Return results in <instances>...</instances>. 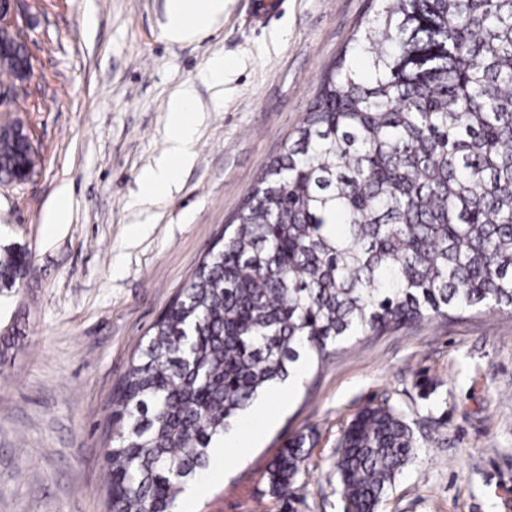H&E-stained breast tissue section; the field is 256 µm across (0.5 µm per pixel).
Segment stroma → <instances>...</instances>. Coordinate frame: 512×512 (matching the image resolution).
Instances as JSON below:
<instances>
[{
	"label": "stroma",
	"instance_id": "1",
	"mask_svg": "<svg viewBox=\"0 0 512 512\" xmlns=\"http://www.w3.org/2000/svg\"><path fill=\"white\" fill-rule=\"evenodd\" d=\"M165 0H14L33 65L0 102L37 151L31 180L0 182V252H32L0 288V512H108L112 396L146 334L208 254L303 119L321 78L375 0H227L200 40L162 32ZM93 27H84L86 15ZM228 64L216 88L201 73ZM193 88L194 160L176 188L137 208L144 168L168 146V99ZM66 193L69 221L43 217ZM272 419L208 471L190 512H344L343 430L388 402L417 452L379 512H512V313L430 319L346 343L268 397ZM305 435L289 502L266 471Z\"/></svg>",
	"mask_w": 512,
	"mask_h": 512
}]
</instances>
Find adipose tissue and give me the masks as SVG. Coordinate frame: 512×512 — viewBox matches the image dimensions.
Masks as SVG:
<instances>
[{"label": "adipose tissue", "mask_w": 512, "mask_h": 512, "mask_svg": "<svg viewBox=\"0 0 512 512\" xmlns=\"http://www.w3.org/2000/svg\"><path fill=\"white\" fill-rule=\"evenodd\" d=\"M223 16L224 0H165L162 30L170 42L183 43L209 32ZM192 98L193 92L187 88L169 99V146L155 166L142 173L138 205L153 203L166 195L177 170L192 161L198 122L191 113Z\"/></svg>", "instance_id": "ef3b65f1"}]
</instances>
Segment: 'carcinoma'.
Returning <instances> with one entry per match:
<instances>
[{
  "label": "carcinoma",
  "mask_w": 512,
  "mask_h": 512,
  "mask_svg": "<svg viewBox=\"0 0 512 512\" xmlns=\"http://www.w3.org/2000/svg\"><path fill=\"white\" fill-rule=\"evenodd\" d=\"M282 153L153 324L121 378L105 449L110 512H172L261 393L354 336L512 310V0H378ZM0 73L17 79L11 49ZM19 165L0 127V174ZM33 267L0 253V288ZM305 436L267 474L286 501ZM410 425L368 404L338 440L351 512H377L415 456Z\"/></svg>",
  "instance_id": "cac0c4a2"
}]
</instances>
